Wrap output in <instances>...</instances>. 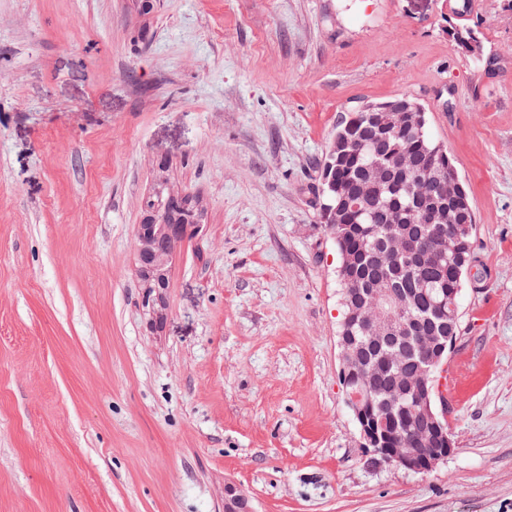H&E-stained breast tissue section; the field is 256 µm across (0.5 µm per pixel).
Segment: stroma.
Segmentation results:
<instances>
[{
	"label": "stroma",
	"mask_w": 512,
	"mask_h": 512,
	"mask_svg": "<svg viewBox=\"0 0 512 512\" xmlns=\"http://www.w3.org/2000/svg\"><path fill=\"white\" fill-rule=\"evenodd\" d=\"M424 2L0 0V512H512V10ZM401 95L476 212L428 474L362 444L320 220L338 124ZM160 183L202 214L158 319ZM448 37L464 53L479 62L483 57L482 42L475 30L469 27L448 26ZM157 201L151 199L152 206H145L144 224H138L136 246V273L147 288L144 298L158 318L163 317L165 291L169 285L168 272L177 248L191 240L201 224H157L162 210L172 204L183 202L186 196L169 193L163 197L157 193ZM165 247L156 249V241L161 240Z\"/></svg>",
	"instance_id": "obj_1"
}]
</instances>
